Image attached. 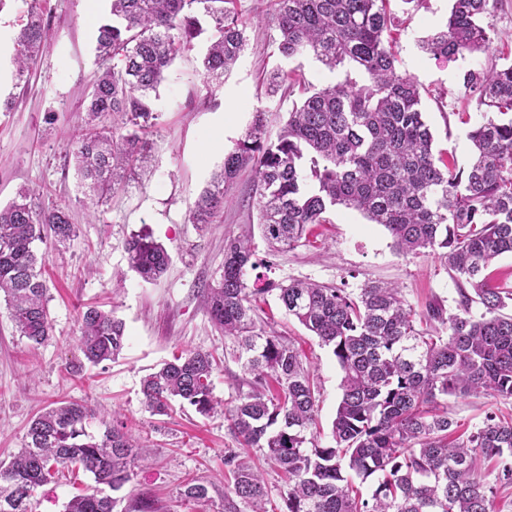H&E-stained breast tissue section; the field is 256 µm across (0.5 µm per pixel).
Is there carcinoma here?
I'll return each instance as SVG.
<instances>
[{
    "mask_svg": "<svg viewBox=\"0 0 512 512\" xmlns=\"http://www.w3.org/2000/svg\"><path fill=\"white\" fill-rule=\"evenodd\" d=\"M237 0H111V18L96 36L83 125L71 140L78 187L92 206L119 192L145 169L147 134L157 115L151 94L177 57L196 47L207 81L222 83L248 45L250 19ZM390 0H274L257 18L274 28L277 53L313 54L330 69L356 65L330 87L302 89L287 122L272 139L265 113L199 194L188 221L204 231L224 214L240 172L250 169L261 238L269 250L309 241L311 226L328 223L336 206L383 225L405 255L437 253L460 297V314L439 303L417 313L399 288L371 282L348 292L304 280L269 288L249 284L255 246L249 237L224 240V274L207 288L211 321L238 348L249 390L221 401L213 395L219 368L213 354L190 351L142 380L146 408L166 415L172 403L203 415L224 413L243 448L266 450L287 479L282 512H499L497 496L512 486V422L486 413L481 424L450 441L458 423L450 397L512 400V290L494 284L496 260L512 253V64L493 63L462 74L483 110L467 137L470 162L459 167L434 154V133L423 118L422 93L396 68ZM503 0H452L444 27L421 41L435 57L494 55L493 28L484 20ZM52 31L40 0H31L16 38V78L23 81L50 47ZM114 60L109 65L107 61ZM300 79L272 75V92L293 93ZM118 114L116 127L108 117ZM76 236L66 204L37 206L30 191L0 207V297L14 328L33 346L51 339L46 257L35 242L65 246ZM129 268L143 281L168 268L167 249L148 233L126 241ZM277 291L285 313L332 349L342 371L341 398L331 444L319 443L316 385L297 348L267 328L258 299ZM480 313L472 314V304ZM78 348L93 366L125 347V323L112 311L79 313ZM84 403L51 404L29 424L23 448L0 462V512H31L38 487L72 466L95 486L71 498L65 512H114L141 456L124 423L99 419ZM495 462L488 483L478 458ZM224 512H269L270 491L249 455L229 452ZM373 482L367 498L355 480ZM187 504L208 498L190 478L180 492Z\"/></svg>",
    "mask_w": 512,
    "mask_h": 512,
    "instance_id": "carcinoma-1",
    "label": "carcinoma"
}]
</instances>
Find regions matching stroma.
I'll list each match as a JSON object with an SVG mask.
<instances>
[{
	"label": "stroma",
	"mask_w": 512,
	"mask_h": 512,
	"mask_svg": "<svg viewBox=\"0 0 512 512\" xmlns=\"http://www.w3.org/2000/svg\"><path fill=\"white\" fill-rule=\"evenodd\" d=\"M55 38L36 63L28 82L15 77V39L26 18L29 0H7L0 9V101L15 98L16 107L0 111V204L19 189L34 191L39 205L66 202L77 235L69 245L38 244L45 253V278L53 336L31 347L14 331L5 302L0 301V461L10 460L24 445L32 418L54 402L78 401L104 412L119 411L139 430L152 457L138 468L131 483L118 493L115 512H128L138 498L153 500L158 512H224V456L238 442L222 416L204 417L193 408L169 416L151 414L142 403L141 380L161 362L186 350L214 353L222 360L213 377L214 394L227 398L247 386L237 351L212 325L205 290L216 284L224 266V239L257 238L255 258L271 264L270 279H301L354 291L374 281L401 289L407 304L424 311L441 301L447 312L458 310L459 295L443 260L436 255L406 256L393 246L389 232L360 213L336 207L329 221L315 226L312 242L269 253L260 241L257 211L249 204L252 181L242 172L231 194L234 203L222 223L203 233L188 221L189 210L231 151L244 136L255 113H265L270 134L288 119L294 99L270 95L267 79L280 69L302 75L321 89L340 83L345 66L330 70L310 56L285 59L275 51L276 31L265 25L249 28L248 46L232 73L215 92L216 105H205L207 83L199 52L178 58L158 89L154 109L158 126L151 137L152 173L136 177L99 204L97 219L88 222L70 163L68 133L80 125L95 68L96 31L108 11L107 0H42ZM398 16L396 67L412 77L423 95L425 119L436 133L437 148L458 163L470 155V123L480 121L475 102L462 85L464 69L487 65L489 59H445L423 53L420 40L444 26L449 0H427L424 7L403 14L401 0H391ZM445 109H438L437 99ZM466 112L469 123L458 115ZM152 234L170 255L168 271L147 283L129 272L125 243L138 232ZM114 309L124 320L127 344L116 361L86 363L76 338L78 314L88 305ZM261 318L295 339L315 375L319 394L317 421L321 444L331 441V423L339 401L340 367L329 348L319 344L280 308L275 295H265ZM460 430L479 425L486 412L512 415V401L491 397L449 398ZM208 487L205 502L188 505L180 496L186 478ZM92 483L89 473L67 472L39 487L32 512H64L66 503Z\"/></svg>",
	"instance_id": "1"
}]
</instances>
